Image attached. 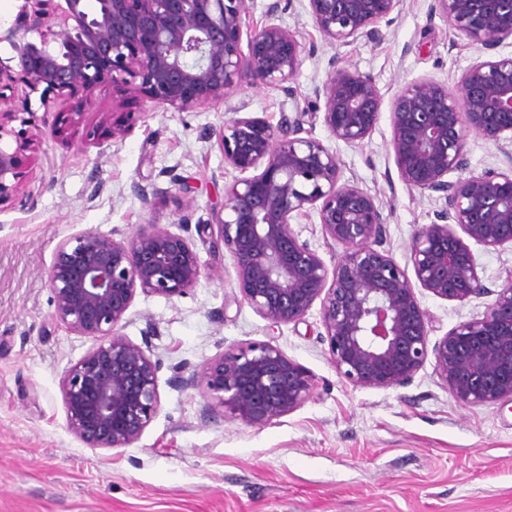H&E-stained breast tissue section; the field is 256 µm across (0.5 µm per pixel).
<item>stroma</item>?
Segmentation results:
<instances>
[{"label": "stroma", "mask_w": 512, "mask_h": 512, "mask_svg": "<svg viewBox=\"0 0 512 512\" xmlns=\"http://www.w3.org/2000/svg\"><path fill=\"white\" fill-rule=\"evenodd\" d=\"M290 2L278 21L305 45L290 91L251 86L176 111L154 108L132 84H108L62 103L80 115L64 135L38 130L24 195L0 210V512H512V401L461 405L429 363L400 387H353L330 362L318 308L270 327L242 300L228 255L223 276L173 299L137 295L127 314L122 333L148 344L161 401L140 439L93 449L67 428L61 378L91 342L52 318L46 271L58 243L85 229L128 234L184 219L207 256L208 226L234 176L217 138L231 107L275 126L301 117L344 178L377 196L388 217L381 247L410 268L412 236L434 221L438 201L399 180L389 114L362 145L336 143L314 115L315 90L335 57L372 76L387 103L422 77L453 89L481 52L446 18L429 17L430 0H403L380 40L342 47L314 27L306 0ZM122 126L127 134L111 136ZM174 177L181 189L154 206L135 191ZM472 251L488 294L460 303L417 292L431 340L482 315L512 275L511 245ZM249 342L277 345L314 378L300 408L262 428L224 418L204 388L183 383Z\"/></svg>", "instance_id": "obj_1"}]
</instances>
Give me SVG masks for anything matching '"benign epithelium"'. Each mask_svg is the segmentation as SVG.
<instances>
[{"label": "benign epithelium", "mask_w": 512, "mask_h": 512, "mask_svg": "<svg viewBox=\"0 0 512 512\" xmlns=\"http://www.w3.org/2000/svg\"><path fill=\"white\" fill-rule=\"evenodd\" d=\"M19 0L0 26V208L19 199L33 100L49 113L62 97L132 74L135 92L157 108L184 111L224 100L242 86L285 88L301 65L299 34L268 22L243 33L245 0ZM314 26L333 44L380 37L378 24L403 0H307ZM486 51L512 38V0H432L429 15ZM247 50H242V37ZM317 97L330 137L357 146L380 121L383 96L373 79L336 67ZM19 122V127L11 126ZM391 148L410 190L437 194L436 220L410 246L414 278L378 249L388 223L377 197L342 180L336 152L303 136L299 118L274 127L255 116L224 120V164L238 176L224 188L210 250L227 251L242 300L272 326L297 322L314 303L336 372L354 387L389 389L433 359L435 374L463 405L512 399V275L480 317L430 342L416 287L466 302L487 293L464 238L486 249L512 244V54L464 69L456 92L429 78L405 85L390 103ZM475 133L504 156L503 168L466 173ZM457 174L454 180L448 179ZM138 188L147 206L172 194ZM315 212L326 236L343 247L333 268L299 240L293 221ZM173 232L153 222L120 239L91 229L61 240L47 271L54 319L93 341L61 380L67 426L95 449L128 448L160 410L156 364L121 333L137 294L181 297L213 266L201 259L189 225ZM204 387L223 415L264 427L309 398L311 373L270 343L250 342L213 359L186 381Z\"/></svg>", "instance_id": "obj_1"}]
</instances>
